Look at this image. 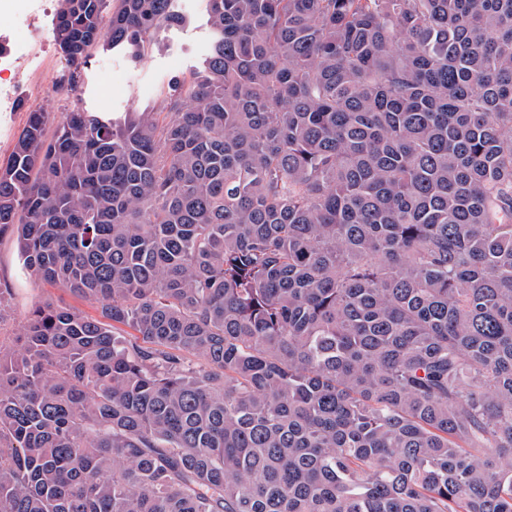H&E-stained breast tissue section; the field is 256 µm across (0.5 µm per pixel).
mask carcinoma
Returning <instances> with one entry per match:
<instances>
[{
	"label": "carcinoma",
	"mask_w": 512,
	"mask_h": 512,
	"mask_svg": "<svg viewBox=\"0 0 512 512\" xmlns=\"http://www.w3.org/2000/svg\"><path fill=\"white\" fill-rule=\"evenodd\" d=\"M77 68L173 0H58ZM150 110L31 111L0 512H512V0H207ZM53 134H48L49 127ZM0 280L10 283L13 296L4 313L0 336H17L23 330L30 311L46 300L64 301L76 305L86 313L94 315L92 305L82 302L69 293L27 275L21 267L17 245L13 237L0 238Z\"/></svg>",
	"instance_id": "obj_1"
}]
</instances>
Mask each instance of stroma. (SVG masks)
Returning a JSON list of instances; mask_svg holds the SVG:
<instances>
[{
    "mask_svg": "<svg viewBox=\"0 0 512 512\" xmlns=\"http://www.w3.org/2000/svg\"><path fill=\"white\" fill-rule=\"evenodd\" d=\"M46 7L38 29L28 36L34 52L24 68L17 107L0 114V159L12 150L29 111L58 115L77 105L106 120L121 118L125 112L158 104L169 82L196 70L208 48L206 0H174L173 9L182 22L166 29L147 56L133 62L116 50H92L74 85L47 87L35 96L31 93L32 79L49 70L59 75L68 71L52 32L57 0H48ZM0 280L8 282L13 290L10 304L0 317V334L5 336L20 334L30 311L43 301H74L72 295L27 275L16 242L8 235L0 238Z\"/></svg>",
    "mask_w": 512,
    "mask_h": 512,
    "instance_id": "obj_1",
    "label": "stroma"
}]
</instances>
